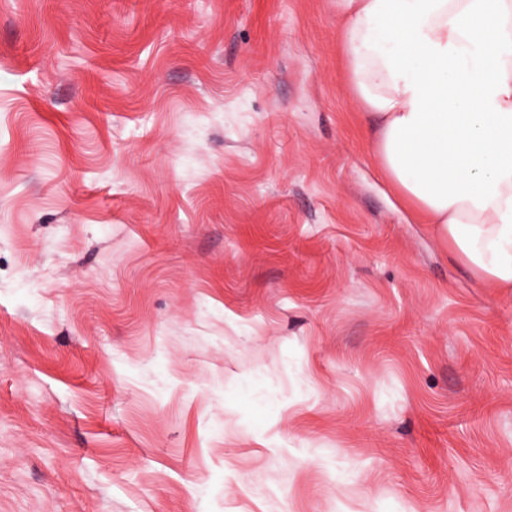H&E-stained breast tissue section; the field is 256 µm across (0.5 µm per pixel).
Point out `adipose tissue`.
<instances>
[{
  "label": "adipose tissue",
  "instance_id": "adipose-tissue-1",
  "mask_svg": "<svg viewBox=\"0 0 512 512\" xmlns=\"http://www.w3.org/2000/svg\"><path fill=\"white\" fill-rule=\"evenodd\" d=\"M381 167L482 279L512 288V0H336Z\"/></svg>",
  "mask_w": 512,
  "mask_h": 512
}]
</instances>
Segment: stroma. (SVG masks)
Wrapping results in <instances>:
<instances>
[{"instance_id":"stroma-1","label":"stroma","mask_w":512,"mask_h":512,"mask_svg":"<svg viewBox=\"0 0 512 512\" xmlns=\"http://www.w3.org/2000/svg\"><path fill=\"white\" fill-rule=\"evenodd\" d=\"M365 126L336 0H0V512H512V289Z\"/></svg>"}]
</instances>
